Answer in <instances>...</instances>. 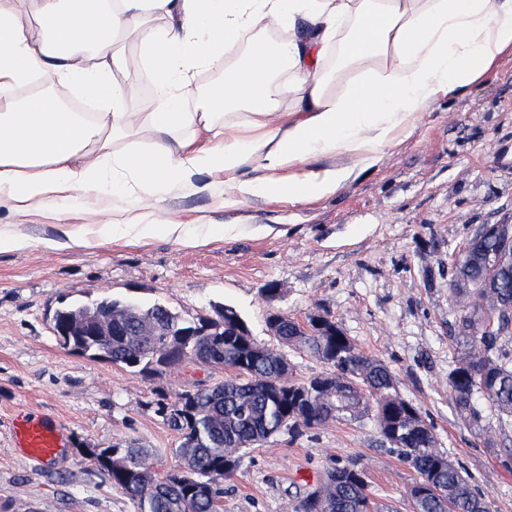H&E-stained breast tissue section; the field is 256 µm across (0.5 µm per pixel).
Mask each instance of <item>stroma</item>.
Instances as JSON below:
<instances>
[{"label": "stroma", "instance_id": "1", "mask_svg": "<svg viewBox=\"0 0 512 512\" xmlns=\"http://www.w3.org/2000/svg\"><path fill=\"white\" fill-rule=\"evenodd\" d=\"M115 45L129 61L115 76L128 106L153 111V98L135 91L148 72L142 48L127 33ZM327 169L340 170L342 181L301 202L260 190L238 196L236 183L269 176L249 159L233 179L201 171L162 202L134 204L150 221L163 214L191 230L208 227L213 240L198 247L165 236L146 245L100 240V224L112 217L108 189L51 206L0 202V231L25 242L0 252V512H136L91 449L136 441L153 449L158 470L169 468L178 434L158 416V402L228 376L192 365L146 379L63 348L51 322L60 300L106 295L157 299L194 320L213 318L215 304L228 301L259 337L274 309L301 323L317 315L335 321L364 355L388 365L398 394L420 408L437 448L467 473L490 512H512V430L485 401L483 428L473 429L448 391L461 357L452 339L451 259L480 225L512 220V46L478 80L440 90L369 157L318 153L278 176ZM75 228L85 245L67 246ZM47 240L60 249L45 250ZM272 283L282 293L270 303L262 290ZM27 412L64 431L58 460L41 465L11 450L12 420ZM335 458L360 463L380 512H413L416 472L380 445L366 420L269 438L225 481L224 512H292Z\"/></svg>", "mask_w": 512, "mask_h": 512}]
</instances>
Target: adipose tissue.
<instances>
[{"instance_id":"obj_1","label":"adipose tissue","mask_w":512,"mask_h":512,"mask_svg":"<svg viewBox=\"0 0 512 512\" xmlns=\"http://www.w3.org/2000/svg\"><path fill=\"white\" fill-rule=\"evenodd\" d=\"M17 2L0 0V92L35 75L47 85L0 111V199L18 209L107 187L158 196L198 169L232 175L249 157L270 176L238 183L239 196L324 195L337 172L286 181L277 173L312 153L389 145L441 88L467 86L512 46V0H35V28ZM272 23L288 31L275 45L257 37ZM122 31L136 36L153 68L154 111H129L114 82L127 68L114 47ZM246 39L244 60L227 65ZM334 48L337 71L358 75L342 93L321 64ZM201 69L222 78L198 88ZM72 84L105 108L68 111L58 90ZM287 98L295 107L287 129L270 127ZM230 108L249 110L246 135L225 137ZM144 130L147 147L127 145ZM99 232L145 242L181 237L182 227L127 216Z\"/></svg>"}]
</instances>
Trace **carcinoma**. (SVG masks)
Instances as JSON below:
<instances>
[{
	"mask_svg": "<svg viewBox=\"0 0 512 512\" xmlns=\"http://www.w3.org/2000/svg\"><path fill=\"white\" fill-rule=\"evenodd\" d=\"M448 292L464 299L455 320L463 352L448 376L457 411L481 427L477 408L493 405L512 422V224H482L452 261ZM112 318V335L91 336L76 324L62 337L72 352L120 365L145 378L176 365L205 363L231 371L226 380L178 394L156 412L180 434L170 449L176 467L158 472L153 449L134 444L89 449L104 475L134 502L136 512H223L224 480L234 476L250 450L272 436L328 420L371 419L382 446L398 452L418 474L410 495L414 512H490L462 470L435 447L433 428L420 409L396 394L389 367L356 347L343 329L322 316L302 325L274 311L266 331L297 345L326 369L306 382L291 379V365L258 339L233 303L215 306L213 319H188L160 301L108 295L91 302H63L54 315ZM433 480L435 496L420 494ZM372 493L363 468L334 459L322 484L297 512H371Z\"/></svg>",
	"mask_w": 512,
	"mask_h": 512,
	"instance_id": "obj_1",
	"label": "carcinoma"
}]
</instances>
